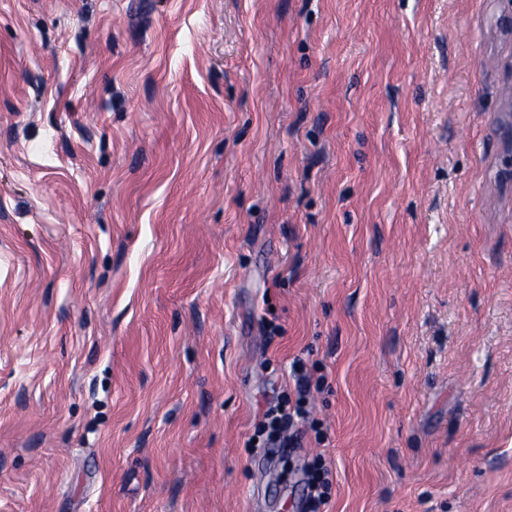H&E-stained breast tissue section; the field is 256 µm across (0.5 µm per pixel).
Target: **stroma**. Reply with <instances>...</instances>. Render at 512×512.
I'll list each match as a JSON object with an SVG mask.
<instances>
[{
    "label": "stroma",
    "instance_id": "35a3bbf8",
    "mask_svg": "<svg viewBox=\"0 0 512 512\" xmlns=\"http://www.w3.org/2000/svg\"><path fill=\"white\" fill-rule=\"evenodd\" d=\"M499 12L0 0V512H512ZM303 358L294 357L291 363V377L295 382L293 394L281 395L276 403H269L261 420L256 426L255 436L250 447L271 448H300L301 435L308 430L313 432L317 444L327 440V435L321 424L310 422V397L313 388V375ZM301 425L303 429L298 428ZM259 438L261 446L253 443ZM306 495L301 512H325L331 499L332 473L322 463L321 456L311 458L302 467Z\"/></svg>",
    "mask_w": 512,
    "mask_h": 512
}]
</instances>
